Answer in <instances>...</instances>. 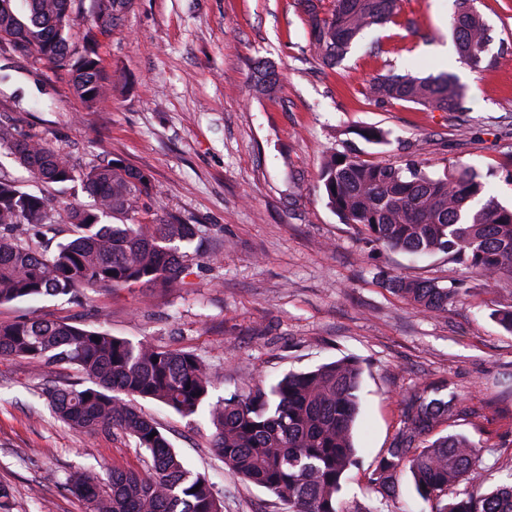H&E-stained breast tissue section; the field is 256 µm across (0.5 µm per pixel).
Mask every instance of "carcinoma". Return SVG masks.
Returning a JSON list of instances; mask_svg holds the SVG:
<instances>
[{
  "label": "carcinoma",
  "instance_id": "cac0c4a2",
  "mask_svg": "<svg viewBox=\"0 0 512 512\" xmlns=\"http://www.w3.org/2000/svg\"><path fill=\"white\" fill-rule=\"evenodd\" d=\"M0 0V44L25 45L56 75L68 77L72 93L87 107L109 94L98 53V36L123 25L133 0H90L85 44L70 46L74 0ZM398 0H296L308 41L326 66H334L355 39L396 14ZM459 58L477 72L489 67L491 29L475 0H457L450 21ZM368 94L379 104L405 100L442 112L462 109L464 88L453 73L419 77L385 74ZM6 148L35 179L46 184L78 182L93 198L70 212L74 236L49 251L41 242L57 235L50 202L0 178V303L78 290L133 285L171 287L199 252L180 251L197 235L193 224L160 212L149 175L122 160L82 167L44 139L0 124ZM328 205L367 239L411 254L443 253L468 268L466 288L393 276L392 292L426 312H443L480 288L512 280V208L486 196L484 176L452 169L442 176L416 160L371 165L347 154L321 167ZM0 356L35 366L73 365L82 378L42 388L53 415L77 430L108 428L131 436L150 457L147 470L112 468L103 476L76 472L65 486L87 512H224L206 476L190 470L157 424L138 411L135 397L157 401L189 417L208 401L220 375L198 355L134 343L101 326L34 317L0 323ZM362 368L351 357L266 386L257 383L211 406L209 420L224 468L261 487L288 512H345L340 494L359 458L353 440ZM458 396L415 392L404 402L402 426L368 474L376 504L356 512H381L394 497L398 473L409 471L417 494L432 512H512V484L484 489L480 449L460 433L432 437L457 412ZM463 486L445 498L448 487ZM199 487L194 492L192 488Z\"/></svg>",
  "mask_w": 512,
  "mask_h": 512
}]
</instances>
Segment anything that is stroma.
<instances>
[{
	"label": "stroma",
	"instance_id": "1",
	"mask_svg": "<svg viewBox=\"0 0 512 512\" xmlns=\"http://www.w3.org/2000/svg\"><path fill=\"white\" fill-rule=\"evenodd\" d=\"M477 6L497 56L479 75L461 62L450 34L455 0H399L392 21L365 29L332 67L312 50L295 0H134L122 27L99 40L118 87L91 110L36 57L0 52L8 75L1 120L80 165L119 158L143 169L157 208L197 225L204 240L173 288L5 302L0 322L42 316L193 351L223 377L214 402L258 381L357 358L360 466L341 492L348 512L373 498L367 475L401 425L403 399L427 385L462 395L439 431L479 446L486 486L512 482V334L492 317L512 307V282L477 290L444 313L415 309L386 288L387 278L447 287L470 282L468 270L443 254L417 258L367 242L328 206L318 178L337 152L372 165L415 156L437 175L476 168L489 177V195L512 206V0ZM263 61L278 77L271 94L254 83ZM447 69L465 86L464 112L367 95L382 74ZM369 126L385 131L386 143L362 139ZM0 176L48 197L64 237L70 208L91 203L80 184L35 181L5 148ZM76 376L67 364L0 356V484L12 491L13 512H86L65 487L68 474L146 466L131 437L53 419L42 387ZM136 405L210 480L224 512H284L273 495L225 470L207 411L184 418L150 400Z\"/></svg>",
	"mask_w": 512,
	"mask_h": 512
}]
</instances>
